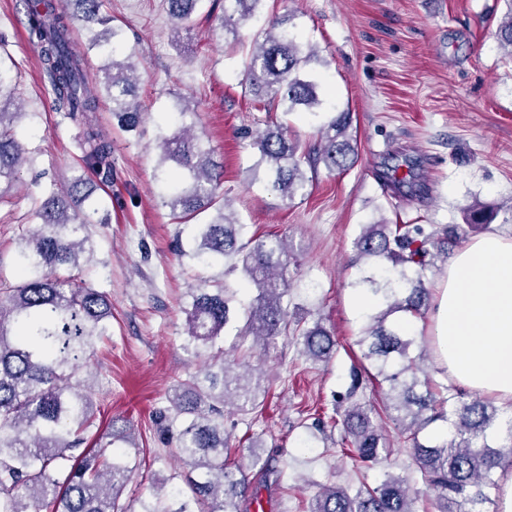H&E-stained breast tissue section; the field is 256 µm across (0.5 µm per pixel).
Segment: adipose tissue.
<instances>
[{"label": "adipose tissue", "mask_w": 512, "mask_h": 512, "mask_svg": "<svg viewBox=\"0 0 512 512\" xmlns=\"http://www.w3.org/2000/svg\"><path fill=\"white\" fill-rule=\"evenodd\" d=\"M432 322L439 368L512 413V236L477 238L449 259Z\"/></svg>", "instance_id": "ef3b65f1"}]
</instances>
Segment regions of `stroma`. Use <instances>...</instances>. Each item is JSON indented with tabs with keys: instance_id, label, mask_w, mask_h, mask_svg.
Instances as JSON below:
<instances>
[{
	"instance_id": "stroma-1",
	"label": "stroma",
	"mask_w": 512,
	"mask_h": 512,
	"mask_svg": "<svg viewBox=\"0 0 512 512\" xmlns=\"http://www.w3.org/2000/svg\"><path fill=\"white\" fill-rule=\"evenodd\" d=\"M220 0H202L190 31L173 38L163 0H104L103 15L121 30L138 76L142 122L122 129L108 105L92 119L112 142V176L85 174L107 221L90 228L95 283L112 297V336L99 347L92 392L99 434L117 425L134 435L130 462L159 477L178 472L152 411L175 379L194 370L183 350L188 290L205 277L239 287L241 274L188 257L195 225L174 223L160 198V129L175 98L197 104L195 129L224 161V190L248 234L288 239L290 298L308 320L334 332L329 363L307 360L297 344L277 341L256 355L267 389L260 415L224 414L231 447L261 436L279 455L261 487L260 508L306 512L320 486H377L384 472L413 471L407 445L388 412L374 415L391 448L386 469H357L346 456L344 395L360 364L363 323L351 306L353 242L363 225L465 224L480 205L489 224L460 244L512 234V62L495 32L503 0H262L237 37L219 34ZM295 12L297 33L319 52L324 97L352 114L358 160L343 173L308 172L289 199L255 177L254 135L270 117L257 111L244 81L253 43L269 17ZM0 57L13 63L16 106L34 152L12 185L0 190V280H19V239L37 227L34 200L46 187L81 173L84 127L61 118L48 93L37 44L26 33L24 0H0ZM412 169H404L405 160Z\"/></svg>"
}]
</instances>
